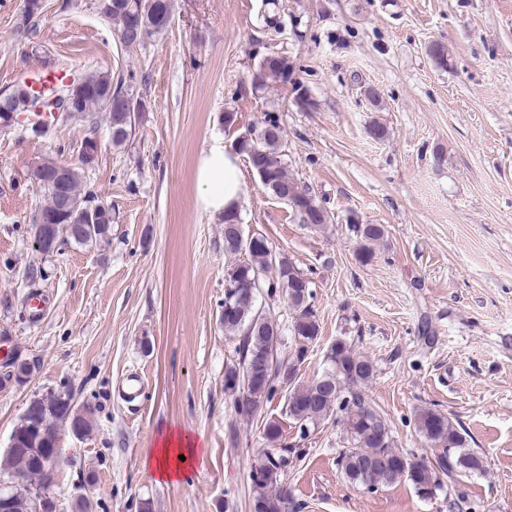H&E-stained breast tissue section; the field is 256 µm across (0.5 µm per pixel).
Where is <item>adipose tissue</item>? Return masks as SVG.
Here are the masks:
<instances>
[{
  "label": "adipose tissue",
  "instance_id": "ef3b65f1",
  "mask_svg": "<svg viewBox=\"0 0 512 512\" xmlns=\"http://www.w3.org/2000/svg\"><path fill=\"white\" fill-rule=\"evenodd\" d=\"M197 204L214 214L238 211L244 196V174L238 156L216 145L202 152L196 166ZM205 450L196 436L170 429L157 437L144 465L153 477L173 481L203 462Z\"/></svg>",
  "mask_w": 512,
  "mask_h": 512
}]
</instances>
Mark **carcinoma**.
<instances>
[{"mask_svg": "<svg viewBox=\"0 0 512 512\" xmlns=\"http://www.w3.org/2000/svg\"><path fill=\"white\" fill-rule=\"evenodd\" d=\"M173 0H99V10L115 24V33L125 47L136 46L158 35L171 24ZM294 69L285 54L270 53L262 57L252 75V83L262 88L270 80L288 81ZM66 117L89 112L106 113L112 132V144H124L135 130L141 101L135 97L132 83L124 76H112L98 71L77 79ZM32 100L24 86L0 97V121L10 113L25 111ZM235 150L247 157L256 175L266 174L267 185L277 186L288 194V204L300 221L322 227L331 222L327 208L300 185L282 162L283 132L278 120L269 118L260 129L249 130L237 137ZM84 166H62V161L46 158L30 170V178L43 190L45 214L56 217L52 242L48 252L59 250L64 243L101 247L108 243L112 225V210L100 215L99 223L87 227L83 236L74 235V225L80 223L77 208L88 202L83 189ZM238 223V214L224 216V251L233 257L229 266L237 268V281L247 283L259 278V287L224 289V314L220 323L224 331L238 339L235 362L224 370V394L233 398L236 389L245 387L247 401L233 405L242 418L257 414L277 394L279 369L283 364L281 329L276 319L258 305L261 292L281 293L292 311L290 363L303 364L308 345L319 334L317 315L311 306V284L286 256L275 254L269 246L257 243L246 250L237 247L231 226ZM348 231L361 242L358 258L368 262L374 257V245L382 241L385 228L381 224L351 222ZM327 367L309 383L289 381L295 390L288 399L286 414L301 431L343 413V431L349 447L339 455L338 466L351 483L377 490L398 482L409 483L422 496H435L443 489L444 480H453L483 469L480 453L464 447L462 434L445 414L423 408L414 415L419 435L432 447L440 449L434 461L412 459L393 447L390 427L366 400L361 386L375 372L373 362L355 351L343 339H338L326 354ZM94 408L90 404L76 407L71 390L61 386L32 398L14 428L15 444L0 456V474L20 475L24 483L0 488V500H5L4 512H36L33 492L41 488L45 468L52 459L54 443L36 432L41 424L63 425L78 437L91 429ZM263 436L271 445L283 437L279 421L265 422ZM286 448L272 454L264 453L252 466L249 479L252 491V512H284L283 475L288 466Z\"/></svg>", "mask_w": 512, "mask_h": 512, "instance_id": "cac0c4a2", "label": "carcinoma"}]
</instances>
